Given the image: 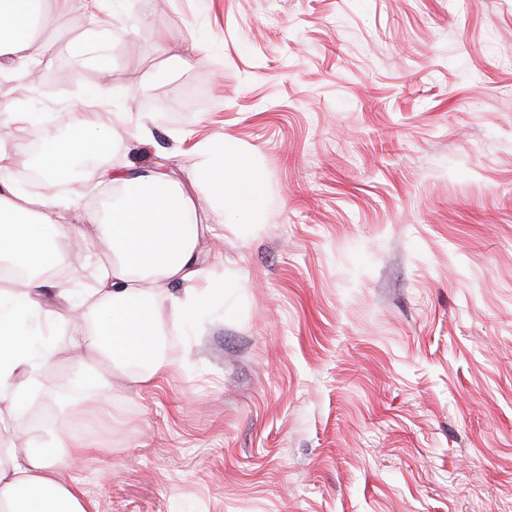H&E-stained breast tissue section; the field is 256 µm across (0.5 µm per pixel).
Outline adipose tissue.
I'll use <instances>...</instances> for the list:
<instances>
[{
  "mask_svg": "<svg viewBox=\"0 0 512 512\" xmlns=\"http://www.w3.org/2000/svg\"><path fill=\"white\" fill-rule=\"evenodd\" d=\"M71 0H0V75L33 77L36 63L56 50L54 33L69 18ZM102 144L93 124L75 123L66 146L45 149L39 168L46 181L71 176L76 160ZM200 164L195 182L213 187L217 197L233 194L238 205L251 209L262 198V186L245 165L239 150L213 139L199 146ZM87 178L116 184L124 191L122 203L107 227L113 256L101 276L104 306L93 307L108 330L94 343L95 350L114 363H142L136 380L147 383L162 369L155 349L156 325L139 303L148 287L186 286L183 297L171 305L188 318L201 315L203 296L196 282L205 276L198 263L204 232L189 221L192 202L181 184L167 174L151 171L135 175L124 168L92 167ZM53 200L42 197L37 208L0 202V257L20 263H52L59 240L70 238L67 225L54 223ZM39 278L26 276L16 289L0 292V397L22 404L40 372L67 351L60 341L35 349L29 336L15 324L40 307ZM88 451L83 439L55 436L50 449L7 447L0 452V512H95L77 480L62 482L74 459Z\"/></svg>",
  "mask_w": 512,
  "mask_h": 512,
  "instance_id": "1",
  "label": "adipose tissue"
}]
</instances>
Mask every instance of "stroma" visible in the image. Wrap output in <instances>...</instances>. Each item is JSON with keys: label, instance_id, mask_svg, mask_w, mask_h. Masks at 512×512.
Segmentation results:
<instances>
[{"label": "stroma", "instance_id": "1", "mask_svg": "<svg viewBox=\"0 0 512 512\" xmlns=\"http://www.w3.org/2000/svg\"><path fill=\"white\" fill-rule=\"evenodd\" d=\"M107 7L103 24L75 6L31 103L0 81L1 110L56 123L14 140L0 197L41 199L32 149L79 116L144 137L104 162L187 184L206 314L150 299L154 384L112 380L88 346L63 357L8 418L13 444L47 441L46 415L80 423L92 452L69 474L96 512H512V0ZM103 58L108 105L85 95ZM213 138L241 150L259 207L191 184ZM112 194L53 187L54 223L93 252L47 277L27 335L69 341L63 295L98 298Z\"/></svg>", "mask_w": 512, "mask_h": 512}]
</instances>
